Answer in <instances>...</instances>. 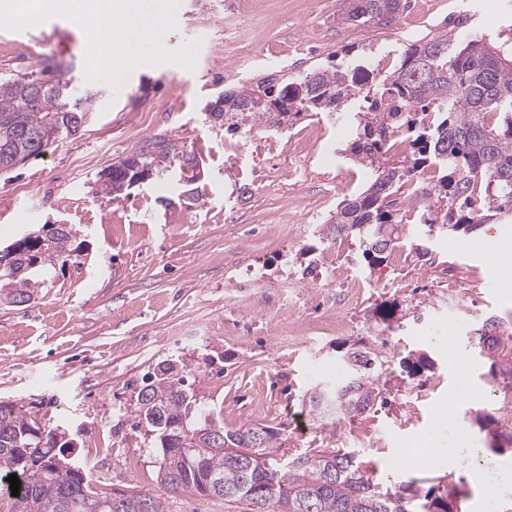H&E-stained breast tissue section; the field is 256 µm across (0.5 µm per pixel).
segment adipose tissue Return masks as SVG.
<instances>
[{
    "mask_svg": "<svg viewBox=\"0 0 512 512\" xmlns=\"http://www.w3.org/2000/svg\"><path fill=\"white\" fill-rule=\"evenodd\" d=\"M62 8L84 28L99 72L115 81L155 51L159 20L167 12L165 0H29L26 17L35 21Z\"/></svg>",
    "mask_w": 512,
    "mask_h": 512,
    "instance_id": "adipose-tissue-1",
    "label": "adipose tissue"
}]
</instances>
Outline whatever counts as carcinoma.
Segmentation results:
<instances>
[{
  "mask_svg": "<svg viewBox=\"0 0 512 512\" xmlns=\"http://www.w3.org/2000/svg\"><path fill=\"white\" fill-rule=\"evenodd\" d=\"M401 0H348L350 22L386 25ZM463 19L438 35L406 45L391 71L369 62L318 68L273 89L257 82L261 97L224 92L210 110L214 122L230 130L255 125L278 127L303 112L343 116L345 104L359 100L351 156L372 179L359 194L341 201L326 225L328 238L356 237L365 246L368 268L383 263L399 244L410 243L430 262L427 241L433 233L476 230L494 216L512 219V46L461 29ZM45 71L0 82V171L12 170L86 123L95 93L78 95L70 80ZM163 173L194 171L197 160L176 144L154 138L140 150L98 173L101 192L118 199L128 190L126 170ZM419 170L434 174L421 192L397 200L400 189ZM76 232L69 226L35 250L34 266L5 280L0 291L19 302L58 262L72 259ZM470 344L489 361V374L503 395L512 392V322L490 315L472 329ZM345 375L315 390L309 416L321 430H336L342 420L385 402L380 380L385 361L363 345L346 350ZM161 378L146 379L132 414L153 435L159 457L158 479L168 494L193 492L258 508V512H460L450 490L421 492L417 482L383 491L352 451L325 448L291 453L282 430L252 423L235 431L213 412L175 396L180 375L168 378L170 397L159 411L162 425L149 421L147 398ZM487 431L488 451L512 454V417L478 413ZM50 431L15 405H0V512H166L152 493L106 497L92 490L90 474L79 464L52 462ZM20 480L11 495L6 478Z\"/></svg>",
  "mask_w": 512,
  "mask_h": 512,
  "instance_id": "1",
  "label": "carcinoma"
}]
</instances>
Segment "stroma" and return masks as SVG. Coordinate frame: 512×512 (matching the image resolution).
Here are the masks:
<instances>
[{
	"mask_svg": "<svg viewBox=\"0 0 512 512\" xmlns=\"http://www.w3.org/2000/svg\"><path fill=\"white\" fill-rule=\"evenodd\" d=\"M175 22L161 52L122 82L87 72L85 33L56 14L17 35L0 25V80L43 67L76 93L97 91L80 131L0 174V246L45 224L77 230L76 258L56 266L25 308L0 304V402L23 406L40 424L66 429L77 459L103 495L158 492L151 439L135 427L132 400L142 376L177 360L200 404L225 429L250 423L284 429L292 452L351 448L382 488L452 475L462 512L512 508V456L486 451L473 413H497L489 363L467 336L477 320H512V276L498 258L512 251V222L432 238L433 264L408 247L364 269L358 242L325 240L345 198L369 172L345 154L351 136L334 115L305 113L278 127L240 130L210 122L206 105L229 89L288 78L364 54L393 68L402 45L444 30L468 12L478 33L512 37V0H403L390 25L350 24L342 0H171ZM154 137L201 162L191 184L152 178L117 200L98 172ZM424 304L403 329L373 326L375 304ZM349 330L321 334L322 318ZM452 332L450 345L434 335ZM374 345L389 363L388 404L366 414L362 432L318 431L305 405L342 378V350ZM421 350L430 367L407 374L401 360ZM465 441L452 467L397 465L423 441L438 414ZM141 459L130 472L96 471L109 449ZM483 449L474 457L473 449Z\"/></svg>",
	"mask_w": 512,
	"mask_h": 512,
	"instance_id": "stroma-1",
	"label": "stroma"
}]
</instances>
